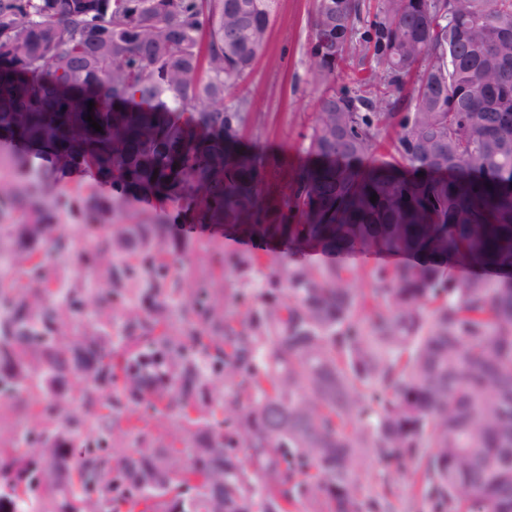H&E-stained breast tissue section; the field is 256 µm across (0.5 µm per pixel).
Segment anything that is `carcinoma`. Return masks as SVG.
<instances>
[{
	"label": "carcinoma",
	"mask_w": 512,
	"mask_h": 512,
	"mask_svg": "<svg viewBox=\"0 0 512 512\" xmlns=\"http://www.w3.org/2000/svg\"><path fill=\"white\" fill-rule=\"evenodd\" d=\"M280 2L0 0V139L16 145L0 163V415L58 417L0 439L10 512H398L403 476L433 512H512V0H314L320 163L278 197L224 140L253 111L224 91ZM381 147L395 166L353 165ZM79 167L85 226L108 235L84 253L95 292L62 312L51 269L76 248L60 220ZM153 198L290 255L408 261L273 248L197 288L172 275L188 245L165 214L131 218ZM176 294L182 329L147 334ZM89 303L124 315L123 363L112 337L70 334ZM75 382L108 409L97 430L172 411L179 434L92 443L63 402Z\"/></svg>",
	"instance_id": "carcinoma-1"
}]
</instances>
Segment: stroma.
I'll use <instances>...</instances> for the list:
<instances>
[{
	"instance_id": "obj_1",
	"label": "stroma",
	"mask_w": 512,
	"mask_h": 512,
	"mask_svg": "<svg viewBox=\"0 0 512 512\" xmlns=\"http://www.w3.org/2000/svg\"><path fill=\"white\" fill-rule=\"evenodd\" d=\"M313 0H282L270 44L247 79L228 91V98H250L255 110L238 133L241 150L259 158L272 189L285 190L291 176L312 161L307 134L314 105L322 90L311 71ZM176 230L190 243L183 266L205 267L208 259L223 262L230 255L257 252L251 239L222 225L181 220Z\"/></svg>"
}]
</instances>
